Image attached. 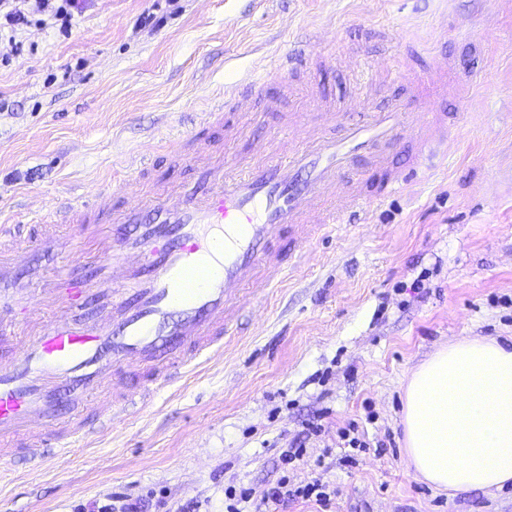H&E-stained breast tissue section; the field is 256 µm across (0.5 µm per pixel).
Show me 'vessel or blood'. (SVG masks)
<instances>
[{
  "mask_svg": "<svg viewBox=\"0 0 512 512\" xmlns=\"http://www.w3.org/2000/svg\"><path fill=\"white\" fill-rule=\"evenodd\" d=\"M313 63L305 52L275 57L246 79L225 84L200 117L223 123L226 103L254 100L271 81ZM188 133L163 139L161 148L184 156L197 188L154 189L152 208L124 203L102 191L67 200L33 217V235L0 224V453L25 452L31 463L86 442L96 431L79 409L110 386L99 414L114 417L146 406L203 359L241 332L246 289L281 284L313 234L360 221L407 185L436 147L448 142V123L431 111L416 117L404 99L344 118L325 129L292 115L252 152L246 168L202 163L185 151ZM414 149L410 171L387 170L383 184L365 193L354 164L386 161L401 143ZM72 226L62 237L60 225ZM112 225L102 235L98 225ZM94 242L99 260L90 276L72 266L43 273L36 259L76 256ZM54 309V319L41 313ZM29 328L16 351L19 327Z\"/></svg>",
  "mask_w": 512,
  "mask_h": 512,
  "instance_id": "obj_1",
  "label": "vessel or blood"
}]
</instances>
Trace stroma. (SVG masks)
I'll return each mask as SVG.
<instances>
[{
    "mask_svg": "<svg viewBox=\"0 0 512 512\" xmlns=\"http://www.w3.org/2000/svg\"><path fill=\"white\" fill-rule=\"evenodd\" d=\"M24 9L28 27L0 37V216L17 224L72 196L135 193L143 153L151 179L193 185L154 143L314 26L328 29L325 66L294 76L295 102L241 112L240 139L203 129L213 155L248 162L252 137L305 108L310 86L347 107L368 66L386 104L398 93L386 56L410 46L425 47L414 78L444 56L465 91L431 101L448 115L447 155L363 223L312 239L223 355L45 466L0 457V512H107L116 492L134 512H225L228 486L284 476L335 489L331 512H512L511 488L419 480L401 425L407 379L437 348L512 339V0H79L67 30L33 0ZM317 416L324 433L282 464ZM351 421L367 447L343 445Z\"/></svg>",
    "mask_w": 512,
    "mask_h": 512,
    "instance_id": "35a3bbf8",
    "label": "stroma"
}]
</instances>
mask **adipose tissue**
I'll use <instances>...</instances> for the list:
<instances>
[{
    "instance_id": "obj_1",
    "label": "adipose tissue",
    "mask_w": 512,
    "mask_h": 512,
    "mask_svg": "<svg viewBox=\"0 0 512 512\" xmlns=\"http://www.w3.org/2000/svg\"><path fill=\"white\" fill-rule=\"evenodd\" d=\"M405 452L432 487L512 485V346L464 338L435 351L404 390Z\"/></svg>"
}]
</instances>
